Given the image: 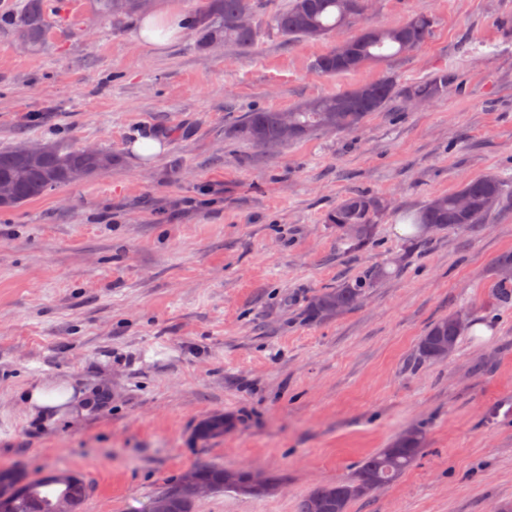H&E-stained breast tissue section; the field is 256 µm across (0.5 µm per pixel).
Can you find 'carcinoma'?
<instances>
[{
	"label": "carcinoma",
	"mask_w": 512,
	"mask_h": 512,
	"mask_svg": "<svg viewBox=\"0 0 512 512\" xmlns=\"http://www.w3.org/2000/svg\"><path fill=\"white\" fill-rule=\"evenodd\" d=\"M46 0H25L20 19L14 29L17 43L39 51L52 27ZM98 9L107 18H124L146 11L140 0H97ZM363 0H291L287 7L274 11L267 26L261 15L266 0H197L189 15L199 50L209 51L215 45L231 43L243 54L251 53L261 36L294 40H325L336 31L351 27L363 15ZM249 18V24L240 23ZM432 29V20L424 12L408 17L395 26L367 25L350 37V53L339 57L336 44L319 55L314 67L321 73L336 75L356 72L390 57L411 52L421 46ZM451 76L442 71L402 91L394 80L383 76L345 91L306 100L288 111L254 109L236 120L232 132L260 150L278 148L288 142L305 139L318 131L353 132L367 118L379 112L398 96L409 100L432 102L444 95ZM290 133L283 136V125ZM119 158L109 152H88L81 147H47L43 156L22 159L15 149L0 150V181H7L13 191L0 198V207H13L43 197L54 187L83 180L118 164ZM508 189L501 176L485 174L464 181L454 192L432 197L414 219L415 235L422 234L425 224H438L442 229L471 228L485 223L486 218L504 201ZM384 205L377 197L353 192L327 214V221L342 231L343 224H358L362 231L344 239L362 245L374 233ZM385 265L366 270L359 278L336 288L318 291L307 303L304 316L320 322L354 308L365 296L366 289L388 277ZM463 336L451 314L433 322L418 345V358L437 363L433 349L446 342L457 347ZM224 434V417L215 415L198 429L202 439ZM423 443V433L412 429L399 436L389 447L365 457L353 476L335 483H318L298 502L297 512H312L314 503L323 505L322 512H348L351 502L370 495L363 491L369 484L390 483L416 462ZM195 477L211 486V493L233 491L254 496L234 480L225 478L226 469L219 465L201 464L191 468ZM56 472L32 478L25 477L20 492L0 498V512H56L62 499L71 502L74 512H83L89 488L84 479L72 474L66 481L55 478ZM167 498L169 512H195L197 498L183 478L167 484L136 512H154L156 501Z\"/></svg>",
	"instance_id": "1"
}]
</instances>
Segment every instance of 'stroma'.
<instances>
[{"label": "stroma", "instance_id": "35a3bbf8", "mask_svg": "<svg viewBox=\"0 0 512 512\" xmlns=\"http://www.w3.org/2000/svg\"><path fill=\"white\" fill-rule=\"evenodd\" d=\"M38 54L0 0V148L104 149L111 170L0 210V468L80 474L85 512H134L191 467L252 468L261 498L200 499L196 512H295L316 483L352 476L406 429L420 455L348 512H499L512 506V303L495 262L512 252V198L486 224L411 236L432 196L494 172L512 183V0H370L362 20L433 19L416 50L344 75L314 69L327 41L263 39L200 51L192 32L162 56L93 0H48ZM435 102L392 100L351 133L259 150L228 128L389 76L408 89L439 70ZM166 144L155 161L130 151ZM383 201L376 234L344 242L327 213L353 191ZM387 264L341 316L304 319L324 288ZM464 310L443 363L428 326ZM68 379L93 401L30 415L20 395ZM223 415L221 438L197 435Z\"/></svg>", "mask_w": 512, "mask_h": 512}]
</instances>
